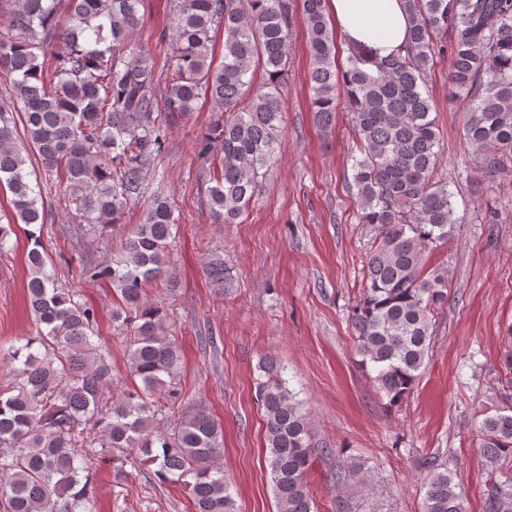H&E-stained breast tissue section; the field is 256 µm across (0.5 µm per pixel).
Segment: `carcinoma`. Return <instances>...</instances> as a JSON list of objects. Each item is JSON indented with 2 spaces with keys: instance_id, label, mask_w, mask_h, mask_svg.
<instances>
[{
  "instance_id": "1",
  "label": "carcinoma",
  "mask_w": 512,
  "mask_h": 512,
  "mask_svg": "<svg viewBox=\"0 0 512 512\" xmlns=\"http://www.w3.org/2000/svg\"><path fill=\"white\" fill-rule=\"evenodd\" d=\"M311 55V108L328 127L345 105L356 135L350 190L357 223L371 233L351 326L362 368L389 404L411 393L425 365L433 319L448 300V278L424 275L427 251L448 243L460 217L440 173V134L426 90L436 56L464 103V139L494 176L512 165V0H406L412 20L405 54L366 60L350 52L336 66L326 0H299ZM142 0H0V187L12 209L0 251L24 224L29 307L38 325L6 354L0 385V512H98L93 460L129 451L163 483L184 487L195 512H235L218 465L224 427L200 406L168 423L164 400L182 356L163 310L145 297L162 280L175 290L170 261L177 224L157 193L109 264L82 265L107 278L119 306L112 321L127 341L132 388L112 395L109 352L94 340L96 311L56 279L41 232L47 221L37 166L63 187L73 223L100 234L139 204L143 176L157 170L170 127L211 103L215 119L196 149L208 165L206 202L215 224H237L259 178L274 164L281 134V86L288 75L290 0H176L172 63L159 73L148 48L128 51ZM224 31L215 61L214 37ZM262 79H257V72ZM208 281L230 282L224 253L204 263ZM285 366L259 365L256 397L266 424V463L277 512H314L308 474L333 454L317 448ZM488 512H512V406L480 426ZM423 512H466L448 470L429 460Z\"/></svg>"
}]
</instances>
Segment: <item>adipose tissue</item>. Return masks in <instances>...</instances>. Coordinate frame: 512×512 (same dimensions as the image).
<instances>
[{
	"instance_id": "1",
	"label": "adipose tissue",
	"mask_w": 512,
	"mask_h": 512,
	"mask_svg": "<svg viewBox=\"0 0 512 512\" xmlns=\"http://www.w3.org/2000/svg\"><path fill=\"white\" fill-rule=\"evenodd\" d=\"M347 45L386 59L401 52L411 26L405 0H327Z\"/></svg>"
}]
</instances>
